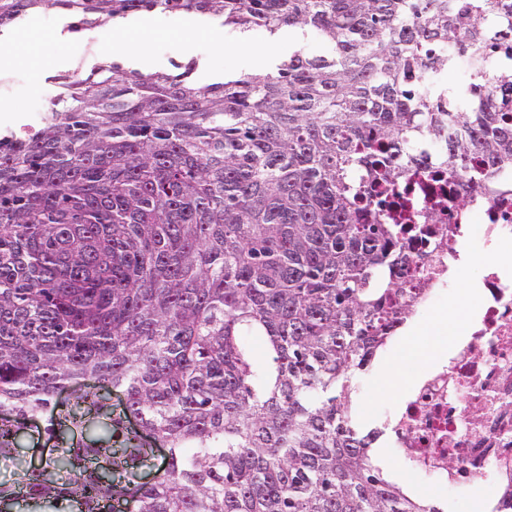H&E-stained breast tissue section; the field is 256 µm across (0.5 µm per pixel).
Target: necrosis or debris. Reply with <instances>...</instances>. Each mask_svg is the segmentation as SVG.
Here are the masks:
<instances>
[{"label":"necrosis or debris","instance_id":"4bbe7bcc","mask_svg":"<svg viewBox=\"0 0 512 512\" xmlns=\"http://www.w3.org/2000/svg\"><path fill=\"white\" fill-rule=\"evenodd\" d=\"M409 212L437 213L427 225L423 261L410 282L416 316L455 290L460 262L481 276L463 311L464 327L446 363L414 379L400 404L378 420L386 447L406 463L409 478L469 489L490 484L497 499L512 496V176L483 183L468 208L441 202L430 174L413 177Z\"/></svg>","mask_w":512,"mask_h":512}]
</instances>
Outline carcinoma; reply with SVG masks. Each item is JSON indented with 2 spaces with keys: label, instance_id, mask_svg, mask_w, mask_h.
I'll return each instance as SVG.
<instances>
[{
  "label": "carcinoma",
  "instance_id": "1",
  "mask_svg": "<svg viewBox=\"0 0 512 512\" xmlns=\"http://www.w3.org/2000/svg\"><path fill=\"white\" fill-rule=\"evenodd\" d=\"M48 9L76 31L154 10L307 28L332 52L204 86L107 57L0 135V459L27 418L58 440L0 512H443L386 479L354 380L410 315L408 175L468 198L512 173V0H0V27ZM91 424L110 438L65 439Z\"/></svg>",
  "mask_w": 512,
  "mask_h": 512
}]
</instances>
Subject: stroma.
<instances>
[{
    "instance_id": "obj_1",
    "label": "stroma",
    "mask_w": 512,
    "mask_h": 512,
    "mask_svg": "<svg viewBox=\"0 0 512 512\" xmlns=\"http://www.w3.org/2000/svg\"><path fill=\"white\" fill-rule=\"evenodd\" d=\"M70 19L52 10L34 14L15 25L0 28V131L30 123L40 125L42 106L27 105L31 91L44 103L60 92L55 78L76 70L87 72L106 56L142 74L172 72L173 62H196V83L207 85L243 74L275 71L279 62L296 50L320 55L328 47L308 29L284 28L276 34L261 29L245 33L225 27L223 18L200 15L172 16L163 12H139L114 23L108 31L70 32ZM126 38L144 43L143 51L127 53L114 45ZM26 54H16V45ZM411 333L394 336L378 355L372 373L360 382L362 408L383 412L402 397V387L387 383L388 373L416 376L431 361L446 357L456 330L445 314L412 318ZM47 437L27 426L20 438L17 459L0 461V481L14 480L19 468L45 459Z\"/></svg>"
}]
</instances>
